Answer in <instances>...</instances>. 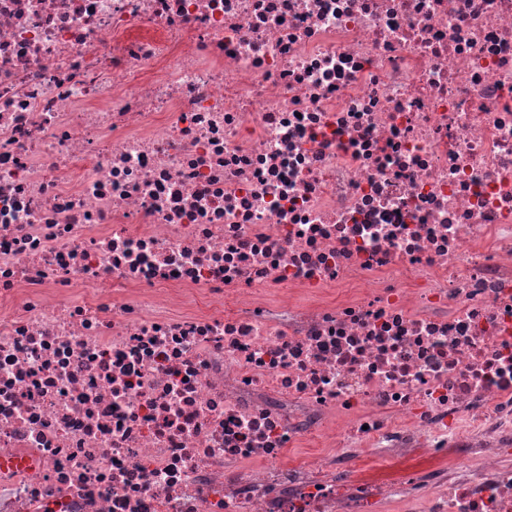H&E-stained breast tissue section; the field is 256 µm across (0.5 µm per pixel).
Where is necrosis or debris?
<instances>
[{"instance_id": "necrosis-or-debris-1", "label": "necrosis or debris", "mask_w": 512, "mask_h": 512, "mask_svg": "<svg viewBox=\"0 0 512 512\" xmlns=\"http://www.w3.org/2000/svg\"><path fill=\"white\" fill-rule=\"evenodd\" d=\"M390 501L512 512V0H0V512Z\"/></svg>"}]
</instances>
